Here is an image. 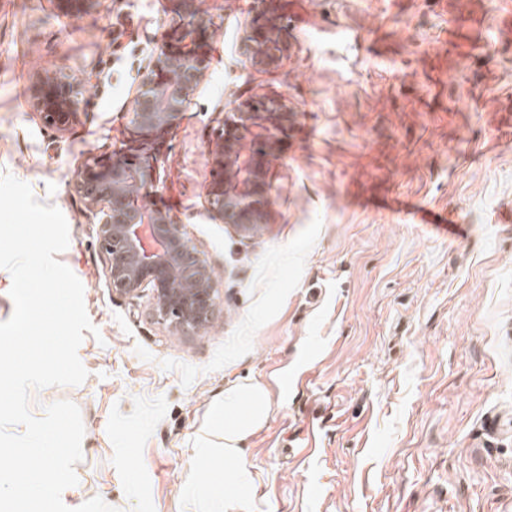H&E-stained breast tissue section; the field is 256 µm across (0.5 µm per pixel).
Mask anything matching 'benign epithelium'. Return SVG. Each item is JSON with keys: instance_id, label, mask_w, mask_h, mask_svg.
I'll list each match as a JSON object with an SVG mask.
<instances>
[{"instance_id": "1", "label": "benign epithelium", "mask_w": 512, "mask_h": 512, "mask_svg": "<svg viewBox=\"0 0 512 512\" xmlns=\"http://www.w3.org/2000/svg\"><path fill=\"white\" fill-rule=\"evenodd\" d=\"M57 2L71 16L86 12L95 0ZM173 2L170 25L137 86L121 146L109 158L88 159L78 170L74 189L97 220V241L112 289L131 298L150 289L157 322L177 336H194L212 323L219 309L213 271L167 209L140 206L131 194L133 189L150 193L157 188L164 149L210 68L212 19L198 0ZM279 2L249 0L251 19L241 45L245 62L257 71L277 68L288 53V25ZM84 90L81 80L46 73L30 87V99L45 123L64 131ZM295 117L284 99L265 96L241 101L224 120L212 150L218 171L206 203L242 237L254 235L266 221L270 158Z\"/></svg>"}]
</instances>
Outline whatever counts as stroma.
<instances>
[{
  "label": "stroma",
  "instance_id": "1",
  "mask_svg": "<svg viewBox=\"0 0 512 512\" xmlns=\"http://www.w3.org/2000/svg\"><path fill=\"white\" fill-rule=\"evenodd\" d=\"M290 50L245 63L248 0H199L207 79L154 194L213 268L220 313L196 336L109 286L75 174L118 148L172 0H0V176L69 226L58 261L94 333L67 400L84 424L78 483L117 512H208L223 482L225 387L266 383L245 443L244 512H512V0H281ZM88 85L67 130L30 100L39 75ZM297 112L271 164V205L244 239L204 203L209 150L248 97ZM211 457L202 478L195 449Z\"/></svg>",
  "mask_w": 512,
  "mask_h": 512
}]
</instances>
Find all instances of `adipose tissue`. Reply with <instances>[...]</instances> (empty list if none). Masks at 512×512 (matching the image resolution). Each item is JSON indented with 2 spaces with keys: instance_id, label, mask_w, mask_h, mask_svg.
<instances>
[{
  "instance_id": "obj_1",
  "label": "adipose tissue",
  "mask_w": 512,
  "mask_h": 512,
  "mask_svg": "<svg viewBox=\"0 0 512 512\" xmlns=\"http://www.w3.org/2000/svg\"><path fill=\"white\" fill-rule=\"evenodd\" d=\"M269 409V392L262 382L225 387L224 401L217 411L224 417V458L235 461L236 467L233 480L225 483L223 491L211 493L217 512H240L244 491L253 483L243 461L244 444L266 421Z\"/></svg>"
}]
</instances>
